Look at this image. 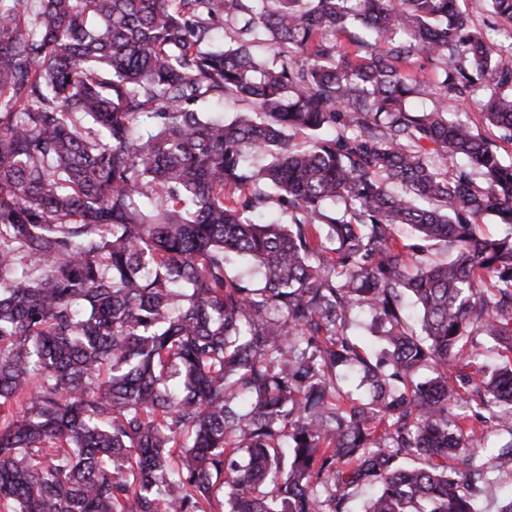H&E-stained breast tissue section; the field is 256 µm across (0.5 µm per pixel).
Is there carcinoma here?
<instances>
[{"label": "carcinoma", "instance_id": "1", "mask_svg": "<svg viewBox=\"0 0 512 512\" xmlns=\"http://www.w3.org/2000/svg\"><path fill=\"white\" fill-rule=\"evenodd\" d=\"M458 2L0 0V512H479L512 163L448 100L512 141V42Z\"/></svg>", "mask_w": 512, "mask_h": 512}]
</instances>
